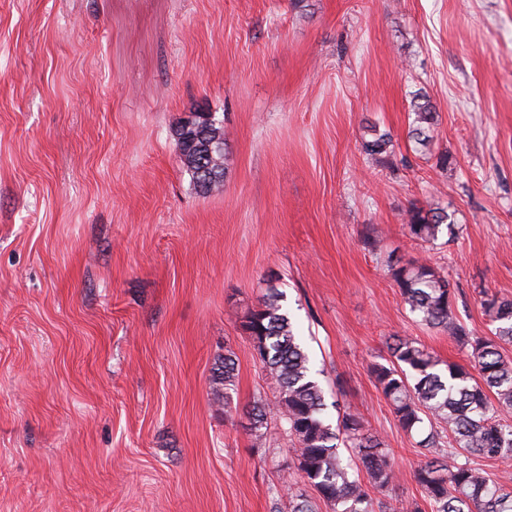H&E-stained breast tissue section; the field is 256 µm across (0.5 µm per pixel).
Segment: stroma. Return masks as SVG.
<instances>
[{"instance_id": "obj_1", "label": "stroma", "mask_w": 512, "mask_h": 512, "mask_svg": "<svg viewBox=\"0 0 512 512\" xmlns=\"http://www.w3.org/2000/svg\"><path fill=\"white\" fill-rule=\"evenodd\" d=\"M195 112L224 132L209 194L175 145ZM376 131L390 156L362 151ZM414 204L456 237L413 240ZM392 256L447 276L475 335L481 291L512 298V0H0V512H288L291 442L247 417L273 393L242 321L272 286L393 496L423 501L371 368L394 336L468 357L408 312ZM411 137L420 145H424L430 137V133L436 122V112L430 99L418 92L413 95L411 101ZM227 352L224 354V358L218 360L211 375V383L215 385V391L218 395L221 393V390H224V393H222L224 395V405L226 404L229 391L233 390L235 386L237 376V364L234 353L232 351Z\"/></svg>"}]
</instances>
